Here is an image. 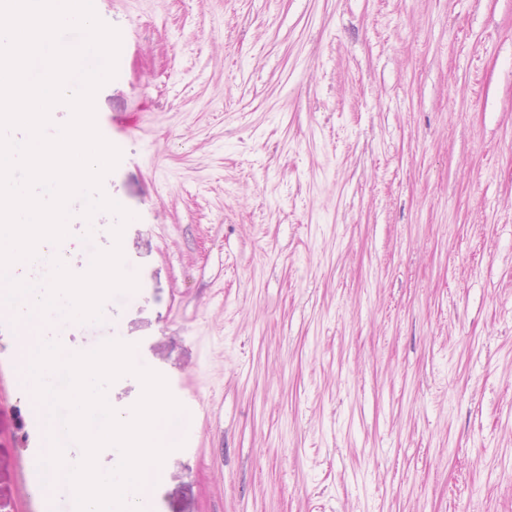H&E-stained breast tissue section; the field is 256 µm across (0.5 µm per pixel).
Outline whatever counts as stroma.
I'll use <instances>...</instances> for the list:
<instances>
[{"instance_id":"1","label":"stroma","mask_w":512,"mask_h":512,"mask_svg":"<svg viewBox=\"0 0 512 512\" xmlns=\"http://www.w3.org/2000/svg\"><path fill=\"white\" fill-rule=\"evenodd\" d=\"M121 151L57 250L136 273L134 344L195 424L155 512H512V0H95ZM0 322V501L34 496Z\"/></svg>"}]
</instances>
